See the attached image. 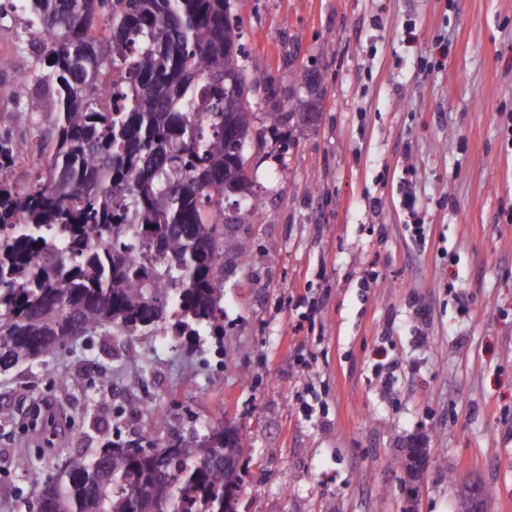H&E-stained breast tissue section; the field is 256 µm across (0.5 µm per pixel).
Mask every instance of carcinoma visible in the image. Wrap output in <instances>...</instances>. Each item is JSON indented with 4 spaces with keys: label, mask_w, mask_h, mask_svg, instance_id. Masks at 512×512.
I'll list each match as a JSON object with an SVG mask.
<instances>
[{
    "label": "carcinoma",
    "mask_w": 512,
    "mask_h": 512,
    "mask_svg": "<svg viewBox=\"0 0 512 512\" xmlns=\"http://www.w3.org/2000/svg\"><path fill=\"white\" fill-rule=\"evenodd\" d=\"M17 40L42 34L33 70L44 96L43 172L16 190L23 149L13 129L31 108H0V371L55 355L100 328L159 330L173 345L224 336V226L261 199L240 166L260 85L234 0H23ZM106 22L109 35L92 31ZM118 101L103 105L107 77ZM209 114L199 124L196 109ZM103 246L89 245V232ZM153 240L160 256L128 255ZM108 441L78 453L52 481L34 477L40 512H226L242 475L231 426L163 448ZM414 490L412 456L398 462Z\"/></svg>",
    "instance_id": "obj_1"
}]
</instances>
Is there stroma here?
Returning <instances> with one entry per match:
<instances>
[{
    "mask_svg": "<svg viewBox=\"0 0 512 512\" xmlns=\"http://www.w3.org/2000/svg\"><path fill=\"white\" fill-rule=\"evenodd\" d=\"M264 92L249 176L264 199L226 237L224 342L101 330L0 372V512H36L30 472L150 435L233 426L237 512H405L396 467L428 437L418 512L458 490L512 512V0H236ZM0 16V85L35 56ZM415 22V39L403 25ZM307 64L314 88L291 93ZM412 190L423 235L401 207Z\"/></svg>",
    "mask_w": 512,
    "mask_h": 512,
    "instance_id": "1",
    "label": "stroma"
}]
</instances>
